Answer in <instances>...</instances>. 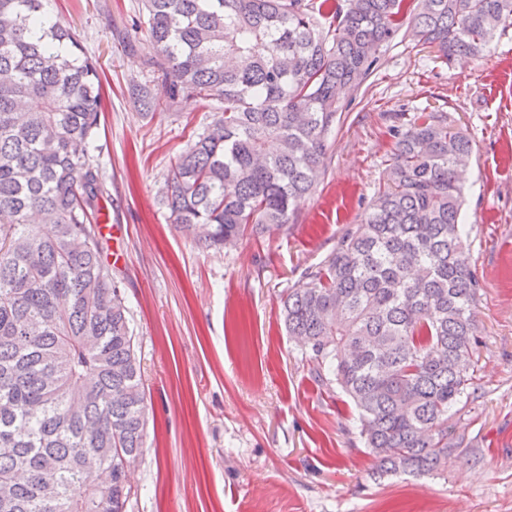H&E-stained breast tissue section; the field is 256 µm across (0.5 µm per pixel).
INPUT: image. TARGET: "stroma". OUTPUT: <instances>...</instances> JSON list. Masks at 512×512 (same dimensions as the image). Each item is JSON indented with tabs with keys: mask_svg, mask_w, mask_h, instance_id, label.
<instances>
[{
	"mask_svg": "<svg viewBox=\"0 0 512 512\" xmlns=\"http://www.w3.org/2000/svg\"><path fill=\"white\" fill-rule=\"evenodd\" d=\"M101 75L90 152L106 192L105 238L137 336L148 446L129 473L126 512H512V25L494 50L448 65L412 33L344 89L331 163L287 233L205 249L178 232L163 191L214 102L141 111L133 84L155 51L141 0H47ZM470 137L465 224L480 281L479 390L452 419L463 453L445 471L376 478L357 412L318 382L281 321L284 289L305 283L359 223L391 158V128L431 114Z\"/></svg>",
	"mask_w": 512,
	"mask_h": 512,
	"instance_id": "1",
	"label": "stroma"
}]
</instances>
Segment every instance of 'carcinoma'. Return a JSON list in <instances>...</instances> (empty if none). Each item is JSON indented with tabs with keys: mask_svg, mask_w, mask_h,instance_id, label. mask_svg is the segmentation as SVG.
Instances as JSON below:
<instances>
[{
	"mask_svg": "<svg viewBox=\"0 0 512 512\" xmlns=\"http://www.w3.org/2000/svg\"><path fill=\"white\" fill-rule=\"evenodd\" d=\"M153 80L141 110L217 100L167 179L175 229L206 248L285 232L326 171L337 90L359 88L403 28L450 64L491 50L512 0H143ZM44 0H0V512H125L146 396L120 283L104 262V186L87 150L101 78ZM360 223L301 288L288 335L354 403L376 473L448 468L473 397L479 284L465 244L472 142L432 113L393 129ZM110 475L98 481L100 472Z\"/></svg>",
	"mask_w": 512,
	"mask_h": 512,
	"instance_id": "obj_1",
	"label": "carcinoma"
}]
</instances>
